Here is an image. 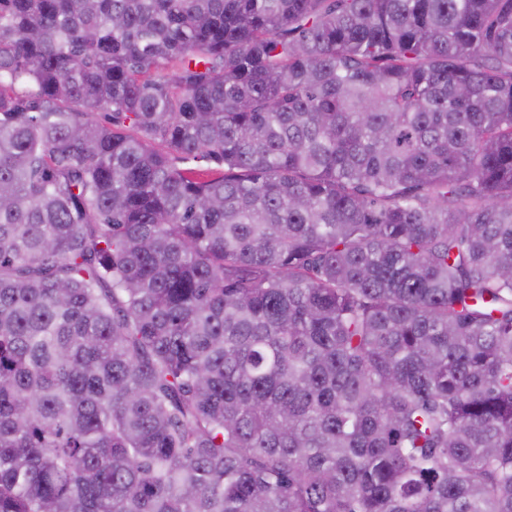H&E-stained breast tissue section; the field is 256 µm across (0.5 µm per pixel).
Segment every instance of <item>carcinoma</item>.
Masks as SVG:
<instances>
[{
  "label": "carcinoma",
  "mask_w": 512,
  "mask_h": 512,
  "mask_svg": "<svg viewBox=\"0 0 512 512\" xmlns=\"http://www.w3.org/2000/svg\"><path fill=\"white\" fill-rule=\"evenodd\" d=\"M0 512H512V0H0Z\"/></svg>",
  "instance_id": "carcinoma-1"
}]
</instances>
